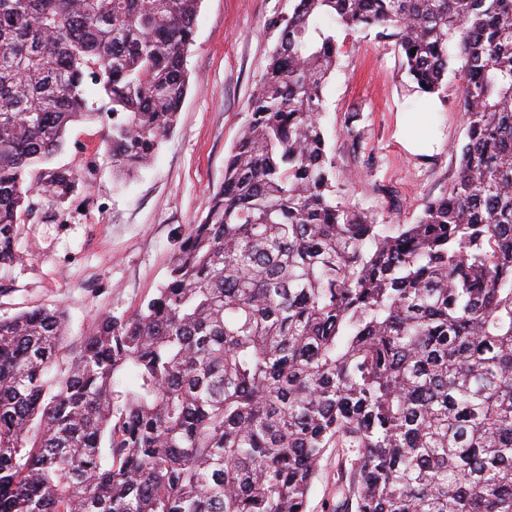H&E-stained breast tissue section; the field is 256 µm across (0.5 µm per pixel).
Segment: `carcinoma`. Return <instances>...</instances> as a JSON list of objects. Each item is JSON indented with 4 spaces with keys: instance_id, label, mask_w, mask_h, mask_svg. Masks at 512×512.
Instances as JSON below:
<instances>
[{
    "instance_id": "cac0c4a2",
    "label": "carcinoma",
    "mask_w": 512,
    "mask_h": 512,
    "mask_svg": "<svg viewBox=\"0 0 512 512\" xmlns=\"http://www.w3.org/2000/svg\"><path fill=\"white\" fill-rule=\"evenodd\" d=\"M201 0H0V267L35 169L107 102L116 173L188 89ZM207 213L131 314L63 344L66 310L0 317V512H512V0H296ZM394 31L420 92L461 62L449 190L385 226L342 189L323 89L340 30ZM416 52H411V49ZM352 448H327L319 464V473L312 487L308 512H326L325 502L331 501L336 483L345 471L350 470L355 458Z\"/></svg>"
}]
</instances>
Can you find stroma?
Here are the masks:
<instances>
[{
    "label": "stroma",
    "instance_id": "obj_1",
    "mask_svg": "<svg viewBox=\"0 0 512 512\" xmlns=\"http://www.w3.org/2000/svg\"><path fill=\"white\" fill-rule=\"evenodd\" d=\"M295 0H201L186 58L189 89L177 125L153 163L117 183L105 143L109 121L71 125L53 164L77 171L65 203L43 199L23 224L24 261L0 268V317L33 306H61L67 339L89 335L97 317L133 312L165 280L177 240L207 212L224 180L228 155L259 86L278 33L272 20L292 13ZM343 47L324 89L323 127L337 170L356 173L351 197L382 224H411L425 203L443 194L458 171L466 126L458 104L460 75L449 67L441 96L408 91L395 37L369 29L339 32ZM359 114L358 140L345 134ZM427 114L431 146L407 149L408 118ZM355 454L326 449L308 512H326L336 483Z\"/></svg>",
    "mask_w": 512,
    "mask_h": 512
}]
</instances>
